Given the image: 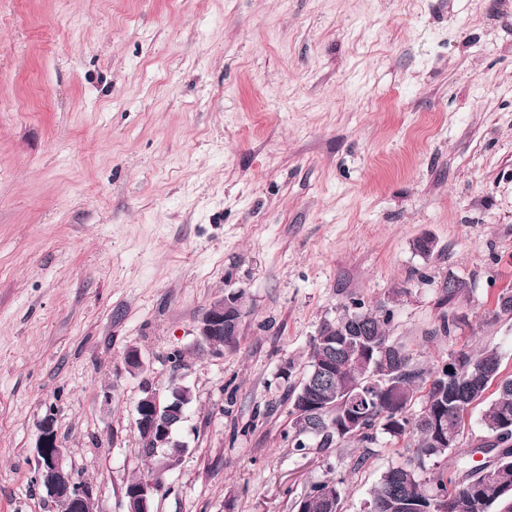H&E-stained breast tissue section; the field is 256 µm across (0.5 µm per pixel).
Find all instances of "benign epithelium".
Wrapping results in <instances>:
<instances>
[{
    "label": "benign epithelium",
    "instance_id": "obj_1",
    "mask_svg": "<svg viewBox=\"0 0 512 512\" xmlns=\"http://www.w3.org/2000/svg\"><path fill=\"white\" fill-rule=\"evenodd\" d=\"M245 306L246 297L239 291H231L211 301L198 319L200 342L207 345L218 337L238 335L240 315ZM124 361L128 373H144L145 364L137 347H127ZM192 400L193 391L184 384L181 385V393L174 396H163L152 385H144L134 407V427L143 447H186L177 439V431ZM35 461L36 481L56 512H100L93 494L79 486L67 449L61 446L54 421L48 415L38 423ZM175 467L174 463H161L141 486L124 487L125 512H154L155 498L161 493L155 479L165 478L166 473Z\"/></svg>",
    "mask_w": 512,
    "mask_h": 512
}]
</instances>
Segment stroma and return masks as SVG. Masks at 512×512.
<instances>
[{"label": "stroma", "instance_id": "1", "mask_svg": "<svg viewBox=\"0 0 512 512\" xmlns=\"http://www.w3.org/2000/svg\"><path fill=\"white\" fill-rule=\"evenodd\" d=\"M510 286L512 0H0V512H53L47 416L124 512L148 381L194 391L156 512H294L328 478L363 512L406 453L290 447L314 336L386 302L420 363L489 348L512 376ZM231 291L213 354L197 321ZM246 297L240 291H231L214 299L203 309L198 319V335L202 344H210L217 337L224 347L237 346L240 316L245 311Z\"/></svg>", "mask_w": 512, "mask_h": 512}]
</instances>
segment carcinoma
I'll return each mask as SVG.
<instances>
[{"label": "carcinoma", "instance_id": "obj_1", "mask_svg": "<svg viewBox=\"0 0 512 512\" xmlns=\"http://www.w3.org/2000/svg\"><path fill=\"white\" fill-rule=\"evenodd\" d=\"M489 314L494 319L512 314V290L496 298ZM392 318L393 310L385 303L368 309L354 302L346 313L322 324L319 334L336 343V365L329 378L313 376L319 345L311 344L303 377L288 394L291 447L302 453L313 441L319 449L344 442L368 448L381 431L404 441L409 456L381 476L368 500L374 512H512V434L503 431L504 424H512V377H501L499 354L462 349L423 365L391 340ZM365 358L374 365L379 392L362 409L352 410L349 403L365 378ZM493 385L495 396L489 400L486 394ZM307 395L319 403L318 412L302 416L295 401ZM480 403L484 437L476 451L493 453L494 484H485L472 471L463 482L441 472L425 486L418 469L425 460L445 458L462 444L465 420ZM351 410L356 418L348 426ZM436 424L448 433V441L437 436ZM342 495L340 484L329 479L313 485L297 506L303 512H341Z\"/></svg>", "mask_w": 512, "mask_h": 512}]
</instances>
